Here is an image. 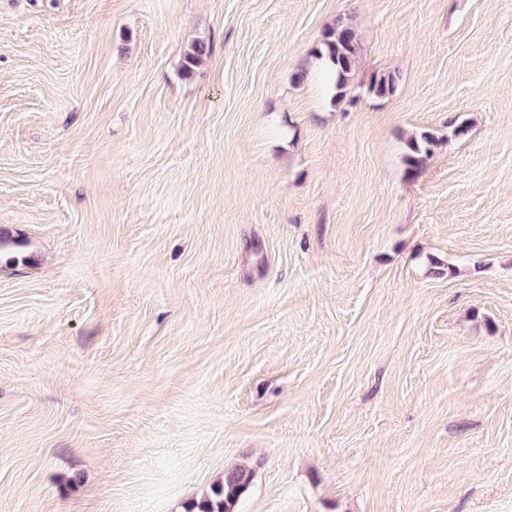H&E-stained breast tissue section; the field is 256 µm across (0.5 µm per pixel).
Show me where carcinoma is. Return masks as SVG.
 <instances>
[{
  "label": "carcinoma",
  "mask_w": 512,
  "mask_h": 512,
  "mask_svg": "<svg viewBox=\"0 0 512 512\" xmlns=\"http://www.w3.org/2000/svg\"><path fill=\"white\" fill-rule=\"evenodd\" d=\"M208 54L203 41L191 45L184 56L183 73L190 77L202 58ZM316 63H327L332 79L333 102L339 104L347 97L357 63L358 41L355 31L348 25L336 23L325 29L319 45L312 51ZM395 77L391 74L372 78L369 92L377 97L393 93ZM440 144L433 134L423 132L409 139L405 156L406 177L417 176L426 161ZM255 475L254 463L243 459L224 471V479L210 488V492L198 500L186 504L185 512H236L239 499L249 490Z\"/></svg>",
  "instance_id": "carcinoma-1"
}]
</instances>
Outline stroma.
<instances>
[{
    "label": "stroma",
    "mask_w": 512,
    "mask_h": 512,
    "mask_svg": "<svg viewBox=\"0 0 512 512\" xmlns=\"http://www.w3.org/2000/svg\"><path fill=\"white\" fill-rule=\"evenodd\" d=\"M5 235L0 512H512V0H0ZM318 66L327 63L333 85V102L339 104L347 97L357 63L358 41L355 31L348 25L336 23L323 32L319 45L312 51ZM440 141L431 133L423 132L419 137H411L408 141V153L405 156L406 177L417 176ZM254 475V463L240 460L225 470L224 479L211 486L209 493L186 504L184 512H236V505L249 490Z\"/></svg>",
    "instance_id": "obj_1"
}]
</instances>
